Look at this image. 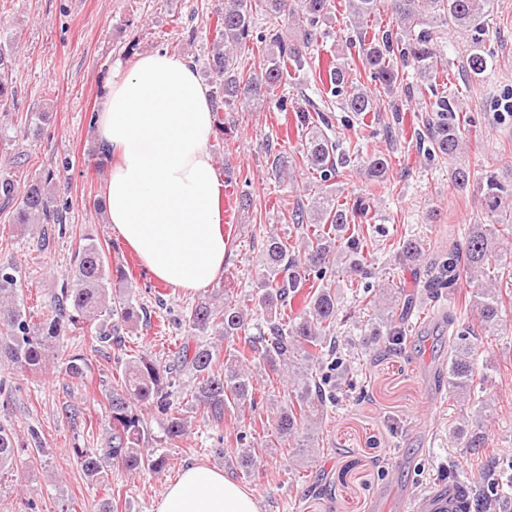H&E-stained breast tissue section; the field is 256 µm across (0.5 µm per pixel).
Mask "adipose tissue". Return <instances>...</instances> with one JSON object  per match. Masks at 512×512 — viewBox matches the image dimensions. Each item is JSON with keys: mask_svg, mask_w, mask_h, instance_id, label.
Here are the masks:
<instances>
[{"mask_svg": "<svg viewBox=\"0 0 512 512\" xmlns=\"http://www.w3.org/2000/svg\"><path fill=\"white\" fill-rule=\"evenodd\" d=\"M99 143L119 161L102 186L107 222L158 280L179 290L208 285L224 268L221 182L209 150V90L193 63L153 52L112 77L96 117ZM155 512H259L251 492L191 465Z\"/></svg>", "mask_w": 512, "mask_h": 512, "instance_id": "1", "label": "adipose tissue"}]
</instances>
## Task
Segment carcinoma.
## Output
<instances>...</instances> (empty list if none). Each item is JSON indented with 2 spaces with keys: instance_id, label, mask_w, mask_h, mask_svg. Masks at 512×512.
<instances>
[{
  "instance_id": "carcinoma-1",
  "label": "carcinoma",
  "mask_w": 512,
  "mask_h": 512,
  "mask_svg": "<svg viewBox=\"0 0 512 512\" xmlns=\"http://www.w3.org/2000/svg\"><path fill=\"white\" fill-rule=\"evenodd\" d=\"M491 4L492 0H346L345 7L355 23L364 71L393 93L404 83L398 61L411 63L422 82L437 77L443 65L436 46L441 30L483 29ZM331 9V0H222L214 21L210 59L217 131L224 132V117L220 116L224 107L270 100L290 72H301L312 64L313 47ZM385 11L391 13L396 26L369 25ZM259 15L289 19L299 34H263L256 29ZM252 44L264 58L258 73L241 66V54ZM467 66L476 77L488 69V58L478 38ZM11 70L12 53L0 49V104L15 99ZM326 81L329 92L340 98L342 109L358 117L360 128L368 126L369 115L381 111L380 100L355 86L346 66L330 64ZM460 112L457 99L448 93L437 94L429 102L424 139L428 157L455 159L460 154L464 135ZM303 122L302 159L319 181L336 179L339 167L360 158L358 142L336 141L306 115ZM388 169L386 155L367 158L365 174L374 186H385ZM54 178V171H43L21 188L13 179L0 176V212L12 210L16 224L57 223L59 209L51 189ZM449 180L459 192L476 193L486 222L469 225L461 245L448 239L446 250L429 252L414 239L393 243L391 248L398 262L430 269L425 283L429 304L436 307L444 295L462 286L470 288L468 307L476 309L479 325L469 321L467 307L444 311L453 332L448 337V390L466 397L476 394L478 388L479 347L462 337L478 339L502 331L501 288L503 280L512 281V250H503L500 238L504 237L503 229L512 233V171L504 176L485 168L477 177L470 166L457 163L449 171ZM366 206L367 200L359 197L352 206L343 207L325 191L317 193L309 205L296 204L291 220L302 231V238L292 244L271 232L264 240L259 306L252 309L216 290L191 306L186 322L196 342L182 345L175 363L163 367L144 352L126 359L120 387L105 394L104 409L109 418L106 447L76 449L83 473L98 479L104 464L112 459L130 474L161 470L166 457L149 447L150 433L137 405L156 407L165 415L161 423L165 440L179 441L187 434L188 421L173 407L171 388L179 372L187 369L193 378L189 395L206 410L208 423L219 431L226 414L257 405L258 388L249 366L254 361L289 377L291 388L274 420L272 436L276 443L315 448L318 426L328 405L336 402V374L351 372L350 365L337 355L332 336L340 311L336 277L349 272L357 276L356 287L366 291L371 287L373 271L365 255L364 233L353 224ZM73 267V276L52 295L46 314L35 323L19 299L17 267L0 263V358L12 370H42L49 354L64 347V336L71 326L86 327L100 346L110 347L121 340L122 326L137 316L130 299L112 293L110 265L93 236L86 235L75 250ZM297 299L302 306L292 316L286 309ZM260 311L265 313L267 331L252 335L251 314ZM362 332L390 351L400 350L407 335L405 324L389 314L364 324ZM240 336L244 345L236 348L233 341ZM87 368L85 357L66 358L65 373L73 379L83 377ZM237 443V467L249 477L258 466L254 442L241 432ZM14 455V433L0 425V471L12 465ZM448 477L461 486L460 512H486L492 498L485 490L464 477L453 463L448 465Z\"/></svg>"
}]
</instances>
